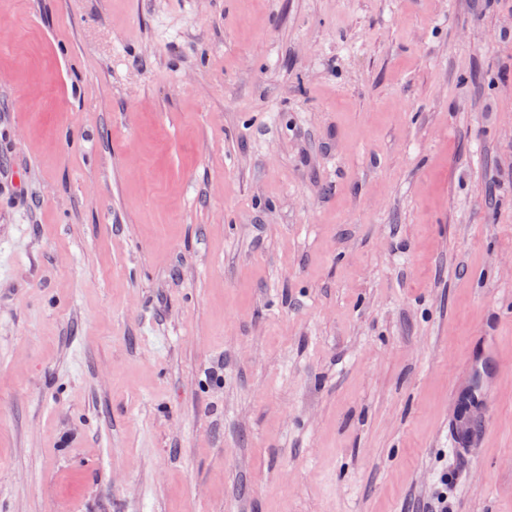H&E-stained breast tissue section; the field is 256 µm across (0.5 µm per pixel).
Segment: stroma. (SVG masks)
I'll list each match as a JSON object with an SVG mask.
<instances>
[{
    "label": "stroma",
    "mask_w": 512,
    "mask_h": 512,
    "mask_svg": "<svg viewBox=\"0 0 512 512\" xmlns=\"http://www.w3.org/2000/svg\"><path fill=\"white\" fill-rule=\"evenodd\" d=\"M443 474L512 512V0H0V512Z\"/></svg>",
    "instance_id": "obj_1"
}]
</instances>
